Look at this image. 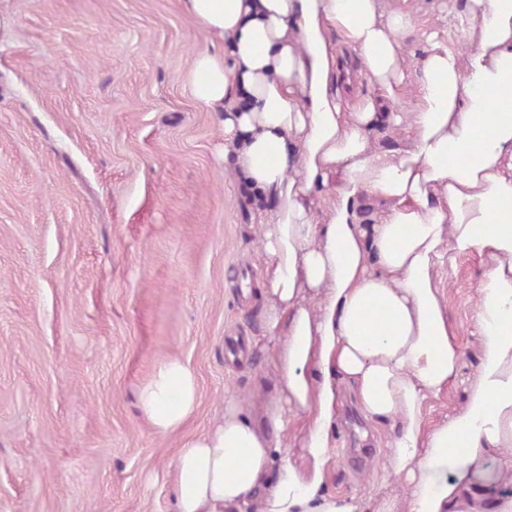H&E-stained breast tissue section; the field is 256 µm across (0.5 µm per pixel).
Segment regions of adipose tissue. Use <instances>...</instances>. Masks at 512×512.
<instances>
[{
  "instance_id": "1",
  "label": "adipose tissue",
  "mask_w": 512,
  "mask_h": 512,
  "mask_svg": "<svg viewBox=\"0 0 512 512\" xmlns=\"http://www.w3.org/2000/svg\"><path fill=\"white\" fill-rule=\"evenodd\" d=\"M183 2L224 47L195 56L192 92L225 113L224 163L252 188L281 388L262 421L230 395L182 441L173 512H356L323 489L343 385L389 429L408 512H512L511 495L488 509L474 494L512 480L490 465L512 454V0H456L418 55L404 43L410 0ZM346 50L372 94L354 92ZM409 82L412 111L390 113ZM396 126L409 132L401 147ZM450 251L492 261L476 299L482 341L464 406L427 428L428 396L460 368L435 284ZM138 406L155 433L177 432L199 406L195 373L161 360ZM299 419L309 477L281 446Z\"/></svg>"
}]
</instances>
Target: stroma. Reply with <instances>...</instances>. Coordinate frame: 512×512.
<instances>
[{"mask_svg": "<svg viewBox=\"0 0 512 512\" xmlns=\"http://www.w3.org/2000/svg\"><path fill=\"white\" fill-rule=\"evenodd\" d=\"M209 46L181 0H0V512H171L180 439L277 391L261 229L192 94ZM488 267L452 253L436 278L462 357L425 426L465 403ZM167 356L200 404L162 436L136 403ZM341 403L323 488L376 512L405 495L378 477L390 433Z\"/></svg>", "mask_w": 512, "mask_h": 512, "instance_id": "35a3bbf8", "label": "stroma"}]
</instances>
